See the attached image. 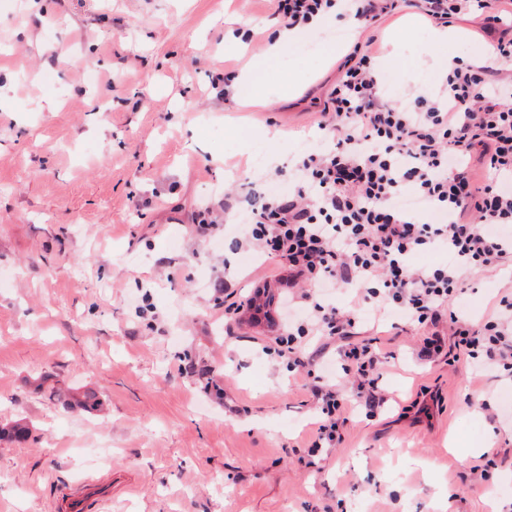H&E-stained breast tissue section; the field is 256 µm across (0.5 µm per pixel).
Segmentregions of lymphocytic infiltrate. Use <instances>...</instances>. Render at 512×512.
Returning a JSON list of instances; mask_svg holds the SVG:
<instances>
[{
  "mask_svg": "<svg viewBox=\"0 0 512 512\" xmlns=\"http://www.w3.org/2000/svg\"><path fill=\"white\" fill-rule=\"evenodd\" d=\"M284 29L307 27L329 13L354 18L368 34L338 67L336 85L318 122L327 144L300 156L287 195L246 197L248 224L241 250L288 266V307L294 315L263 351L270 358L315 374L326 348L338 347L341 368L357 401L382 404L376 341L360 337L356 310L324 300V289L358 281L362 299L378 314L402 313L431 326L422 353L440 355L439 330L450 320L454 348L484 370L512 377V289L501 288L479 323L454 314L465 272L492 271L512 261V75L459 63L438 89L408 104L382 99V71L374 45L383 17L410 7L434 26L484 14L498 36L490 52L512 61V8L493 0H271ZM484 167L476 185L472 164ZM414 197L419 208L403 205ZM447 263L417 272L412 258L432 247ZM321 337L306 351L301 338ZM321 404L314 448L341 442L346 406L336 388L319 386Z\"/></svg>",
  "mask_w": 512,
  "mask_h": 512,
  "instance_id": "1",
  "label": "lymphocytic infiltrate"
}]
</instances>
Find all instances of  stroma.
I'll return each mask as SVG.
<instances>
[{"label":"stroma","mask_w":512,"mask_h":512,"mask_svg":"<svg viewBox=\"0 0 512 512\" xmlns=\"http://www.w3.org/2000/svg\"><path fill=\"white\" fill-rule=\"evenodd\" d=\"M229 12L263 33L245 54L224 49ZM276 26L269 0H0V423L29 428L0 441V512H55L91 476L112 482L108 512L512 507V379L448 349L420 360L428 327L363 307L387 401L348 402L341 444L314 456L315 381L262 351L284 304L228 320L211 298L227 267L242 295L286 288L276 261L236 252L237 224L204 237L196 214L227 195L241 211L243 189L287 193L344 58L293 43L285 75L269 64L258 90L217 98L211 73L246 69ZM482 26L383 45L384 98L437 86V57L487 55ZM466 282L456 312L477 322L512 272ZM86 389L101 410L65 405Z\"/></svg>","instance_id":"1"}]
</instances>
